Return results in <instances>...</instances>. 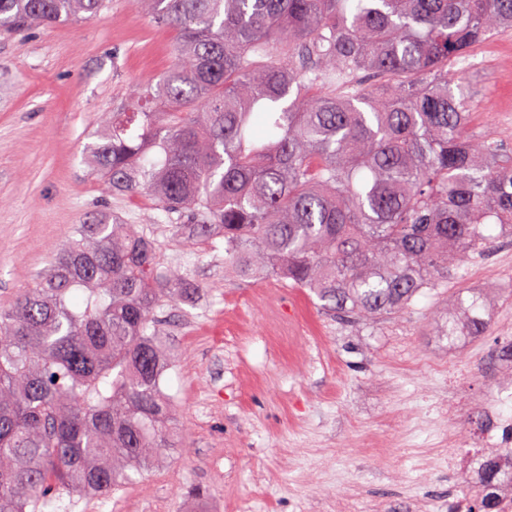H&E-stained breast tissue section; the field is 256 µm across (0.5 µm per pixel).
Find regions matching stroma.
I'll return each mask as SVG.
<instances>
[{
	"label": "stroma",
	"mask_w": 512,
	"mask_h": 512,
	"mask_svg": "<svg viewBox=\"0 0 512 512\" xmlns=\"http://www.w3.org/2000/svg\"><path fill=\"white\" fill-rule=\"evenodd\" d=\"M175 31L108 0L92 20L0 33V309L31 287L73 225L112 214L155 242L160 268L180 266L192 303L157 309L171 354L161 390L175 439L106 498L62 494L43 512H448L470 481L448 449L512 440V239L470 256L457 278L423 289L410 309L374 322L327 312L287 281L230 280L224 240L145 194L112 192L85 150L101 112L170 65ZM493 66L467 59L474 136L512 153V31ZM490 304L482 336L449 343L455 293ZM456 393L467 408L448 412Z\"/></svg>",
	"instance_id": "1"
}]
</instances>
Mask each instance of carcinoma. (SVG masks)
Returning a JSON list of instances; mask_svg holds the SVG:
<instances>
[{"mask_svg": "<svg viewBox=\"0 0 512 512\" xmlns=\"http://www.w3.org/2000/svg\"><path fill=\"white\" fill-rule=\"evenodd\" d=\"M106 0H0V30L94 18ZM177 38L170 69L101 112L91 170L186 215L224 271L274 276L321 307L374 321L448 282L512 236V155L469 131L456 66L512 28V0H136ZM499 233H490V226ZM153 242L103 215L73 228L46 272L0 312V512L62 492L107 497L173 438L155 328L193 302ZM456 336L486 330V302ZM497 512L512 482L496 449L471 452Z\"/></svg>", "mask_w": 512, "mask_h": 512, "instance_id": "carcinoma-1", "label": "carcinoma"}]
</instances>
